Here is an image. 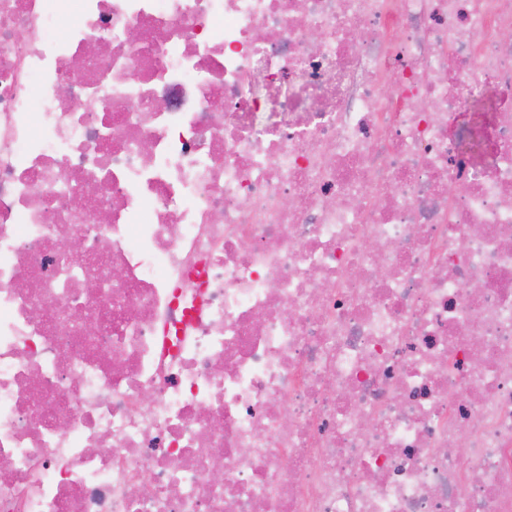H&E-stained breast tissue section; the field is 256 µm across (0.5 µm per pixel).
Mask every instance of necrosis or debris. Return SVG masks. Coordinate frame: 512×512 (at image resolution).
<instances>
[{"label": "necrosis or debris", "mask_w": 512, "mask_h": 512, "mask_svg": "<svg viewBox=\"0 0 512 512\" xmlns=\"http://www.w3.org/2000/svg\"><path fill=\"white\" fill-rule=\"evenodd\" d=\"M70 3L0 0V512H512V0Z\"/></svg>", "instance_id": "obj_1"}]
</instances>
